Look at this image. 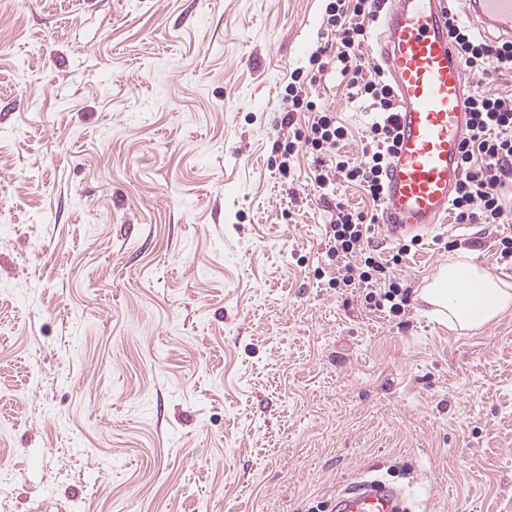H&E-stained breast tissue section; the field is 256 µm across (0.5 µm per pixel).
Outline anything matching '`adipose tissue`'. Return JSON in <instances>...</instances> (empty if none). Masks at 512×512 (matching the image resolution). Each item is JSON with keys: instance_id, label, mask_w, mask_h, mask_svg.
Listing matches in <instances>:
<instances>
[{"instance_id": "ef3b65f1", "label": "adipose tissue", "mask_w": 512, "mask_h": 512, "mask_svg": "<svg viewBox=\"0 0 512 512\" xmlns=\"http://www.w3.org/2000/svg\"><path fill=\"white\" fill-rule=\"evenodd\" d=\"M439 306L449 328L478 332L512 308V285L479 265L472 254L460 252L439 268L421 292Z\"/></svg>"}]
</instances>
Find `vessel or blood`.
I'll return each instance as SVG.
<instances>
[{"label": "vessel or blood", "mask_w": 512, "mask_h": 512, "mask_svg": "<svg viewBox=\"0 0 512 512\" xmlns=\"http://www.w3.org/2000/svg\"><path fill=\"white\" fill-rule=\"evenodd\" d=\"M380 55L398 92L399 142L382 201L381 232L393 241L445 223L461 176L467 131L466 75L448 38L447 0H390ZM482 31L512 39V0H462ZM336 512H405L402 489L365 478L336 497Z\"/></svg>", "instance_id": "vessel-or-blood-1"}]
</instances>
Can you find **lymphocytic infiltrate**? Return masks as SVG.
<instances>
[{
  "instance_id": "lymphocytic-infiltrate-1",
  "label": "lymphocytic infiltrate",
  "mask_w": 512,
  "mask_h": 512,
  "mask_svg": "<svg viewBox=\"0 0 512 512\" xmlns=\"http://www.w3.org/2000/svg\"><path fill=\"white\" fill-rule=\"evenodd\" d=\"M384 10V0H326V26L320 45L310 54L307 68L294 69L284 88L286 112H303L305 124L292 126L278 141L277 169L290 176L300 154L312 158L311 179L325 194L336 191L337 181L361 187L373 204H380L384 177L396 145L397 90L381 66H368L365 48L371 24ZM448 36L466 69L477 75L512 70V40L478 36L448 16ZM338 74L348 99L361 103L370 119L363 131L362 154L346 155L343 146L351 132L330 107L319 104L310 93L314 75ZM470 114L462 142V177L449 209L457 224H512V208L506 203L512 191V96L477 88L466 96ZM376 215L336 203L325 229L326 253L336 266L329 279L333 288L364 289L367 308L397 315L409 303L410 290L393 272L410 245H402L385 259L371 247Z\"/></svg>"
}]
</instances>
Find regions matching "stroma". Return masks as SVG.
Segmentation results:
<instances>
[{
  "instance_id": "stroma-1",
  "label": "stroma",
  "mask_w": 512,
  "mask_h": 512,
  "mask_svg": "<svg viewBox=\"0 0 512 512\" xmlns=\"http://www.w3.org/2000/svg\"><path fill=\"white\" fill-rule=\"evenodd\" d=\"M324 0H0V512H512V312L462 333L421 290L495 227L424 236L400 315L321 272L281 93ZM313 95L355 132L339 78ZM404 491L380 479L365 478L336 496V512H405Z\"/></svg>"
}]
</instances>
